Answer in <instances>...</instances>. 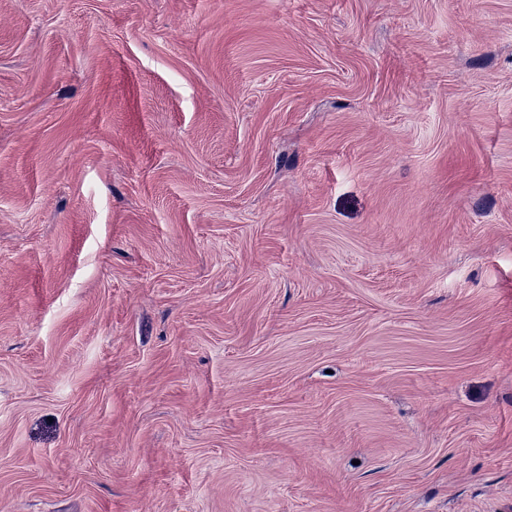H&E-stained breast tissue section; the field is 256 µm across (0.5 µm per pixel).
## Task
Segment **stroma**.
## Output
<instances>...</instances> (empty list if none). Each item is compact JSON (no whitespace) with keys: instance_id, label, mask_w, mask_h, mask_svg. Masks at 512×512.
<instances>
[{"instance_id":"stroma-1","label":"stroma","mask_w":512,"mask_h":512,"mask_svg":"<svg viewBox=\"0 0 512 512\" xmlns=\"http://www.w3.org/2000/svg\"><path fill=\"white\" fill-rule=\"evenodd\" d=\"M0 512H512V0H0Z\"/></svg>"}]
</instances>
